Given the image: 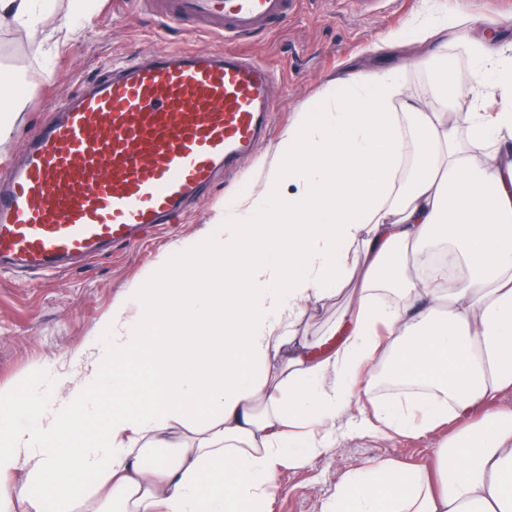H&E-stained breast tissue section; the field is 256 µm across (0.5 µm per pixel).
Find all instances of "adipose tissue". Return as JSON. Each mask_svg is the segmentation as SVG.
Segmentation results:
<instances>
[{
	"instance_id": "adipose-tissue-1",
	"label": "adipose tissue",
	"mask_w": 512,
	"mask_h": 512,
	"mask_svg": "<svg viewBox=\"0 0 512 512\" xmlns=\"http://www.w3.org/2000/svg\"><path fill=\"white\" fill-rule=\"evenodd\" d=\"M55 9L0 0V25L77 39L90 0ZM457 24H415L444 110L404 97L396 70L327 90L258 192L228 198L113 303L111 341L75 354L68 402L26 403L29 418L0 426V512H253L279 467L332 448L350 412L394 437L478 405L433 468L366 461L325 512H512V45L474 42L460 71L428 46ZM465 95L461 129L446 107ZM444 242L466 267L450 285L409 259ZM352 281L329 334L299 336L308 306ZM157 448L168 458L145 466ZM19 472L26 484H11Z\"/></svg>"
}]
</instances>
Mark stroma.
Masks as SVG:
<instances>
[{"instance_id":"35a3bbf8","label":"stroma","mask_w":512,"mask_h":512,"mask_svg":"<svg viewBox=\"0 0 512 512\" xmlns=\"http://www.w3.org/2000/svg\"><path fill=\"white\" fill-rule=\"evenodd\" d=\"M95 11L79 39L36 43L20 30H0V80L18 82L22 109L14 129L0 139V178L20 143L50 116L54 104L73 97L93 80L103 63L146 55L185 44L192 50L220 48L206 31L190 37L165 28L140 0H94ZM465 13L466 36H448V53L457 68L471 65L473 41L512 42V14L498 10L492 0H300L287 26L243 43L248 54L278 66L281 80L273 90V134L247 160L239 174L224 178L184 214L145 242L117 246L88 263L73 264L66 272L46 278L0 275V390L25 396L52 387L57 400L74 387L70 357L132 283L161 264L169 246L202 233L224 207L229 195L260 187L258 167L291 125L296 113L313 108L324 90L362 71L401 69L405 93L425 111L440 109L427 71L415 67L424 51L410 27L427 15ZM395 41L392 49L382 40ZM480 410L467 421H453L414 436L378 438L353 435L328 452L299 467H283L271 508L256 512H322L348 472L369 459H397L422 466L445 438L463 424H475Z\"/></svg>"}]
</instances>
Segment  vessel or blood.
Masks as SVG:
<instances>
[{
    "instance_id": "vessel-or-blood-1",
    "label": "vessel or blood",
    "mask_w": 512,
    "mask_h": 512,
    "mask_svg": "<svg viewBox=\"0 0 512 512\" xmlns=\"http://www.w3.org/2000/svg\"><path fill=\"white\" fill-rule=\"evenodd\" d=\"M163 24H207L222 49L169 47L109 66L19 147L0 181V272L51 275L174 220L272 131L268 63L241 38L287 21L295 0H145Z\"/></svg>"
}]
</instances>
